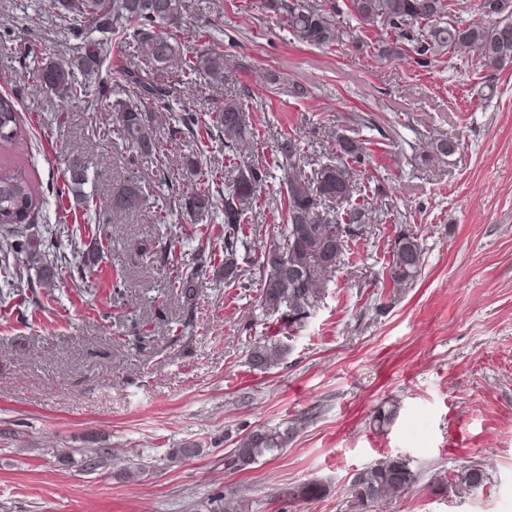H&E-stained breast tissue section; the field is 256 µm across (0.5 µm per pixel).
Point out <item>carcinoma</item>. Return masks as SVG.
Returning a JSON list of instances; mask_svg holds the SVG:
<instances>
[{
    "label": "carcinoma",
    "mask_w": 512,
    "mask_h": 512,
    "mask_svg": "<svg viewBox=\"0 0 512 512\" xmlns=\"http://www.w3.org/2000/svg\"><path fill=\"white\" fill-rule=\"evenodd\" d=\"M503 0H477L476 17L464 21L467 11L462 0H349L351 14L369 29H385L390 39L379 52L399 58L405 52L428 64L441 53L458 48L467 52L476 65L498 69L512 64V25L501 20ZM189 0H49V9L60 20L76 17V35L83 39L80 50L66 60L46 59L32 72L36 85L70 100L93 103L119 117L123 136L135 155L152 157L161 151L160 115L171 110L170 87L174 79L192 82L225 78L224 54L215 50L197 51L189 47L183 21ZM266 13L281 18L299 43L313 47H333L339 42L337 24L322 0H263ZM98 80L97 92L91 80ZM120 83L131 99L110 101L105 86ZM210 117L224 135V146L248 148L254 131L246 106L235 97L224 102L199 101L181 108L178 120L192 134L202 119ZM27 141L17 102L0 94V229H12L4 256L18 263L42 260L37 243L23 231L35 218V186L26 166L5 151ZM336 153L357 158L363 142L344 131L335 133ZM286 190L285 220L270 244L260 247L261 307L270 313L282 309L288 319L299 323L325 294L327 276L344 261L349 239L363 233L373 223L371 211L352 204L353 177L342 167L321 166L310 178L299 171L303 148L295 137L278 144ZM64 187L74 206L87 215L103 211L102 223L139 209L145 199L141 184L127 179L112 188L105 203L85 191L90 182V164L82 154L69 153L65 161ZM183 166L196 176L186 190L175 197L187 215L203 218L224 206V281L241 282L245 270L239 264L243 245L241 222L252 209L269 173L255 157L244 156L237 164V176L220 191L198 177L200 160L184 156ZM423 251L414 233H402L394 241L388 278L396 288H409L419 277ZM285 349L258 342L249 351L250 364L267 370L279 364ZM310 416L302 414L275 426H261L236 442L224 457V466L243 470L268 455L288 448ZM419 475L411 462L401 456L388 457L357 473L350 484L352 501L368 508L374 503L399 496L416 485ZM484 472L473 465L458 475V486L476 489ZM324 485L307 482L286 487L280 495L295 502L314 499Z\"/></svg>",
    "instance_id": "obj_1"
}]
</instances>
